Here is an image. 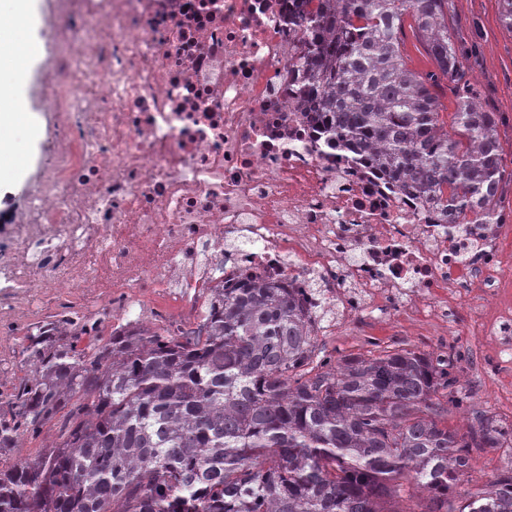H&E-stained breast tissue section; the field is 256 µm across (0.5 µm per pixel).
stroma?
<instances>
[{"instance_id":"1","label":"stroma","mask_w":512,"mask_h":512,"mask_svg":"<svg viewBox=\"0 0 512 512\" xmlns=\"http://www.w3.org/2000/svg\"><path fill=\"white\" fill-rule=\"evenodd\" d=\"M448 29L461 42L479 40L480 51L464 63L467 79L481 93L480 107L497 113L499 140L508 169L512 170V31L506 29L500 13L499 0H453L448 15ZM42 45L43 60L31 71L23 87L25 96L31 97L42 73L47 69L53 41L47 26L36 32ZM39 123L35 131L19 129L17 147L26 159L21 174L0 188V247L5 246L11 231L10 214L24 209L30 187L37 173L51 160L55 135L50 115L36 101L30 105ZM447 333L448 342L463 354L457 365L460 382L473 396H481L478 408L494 412L493 397L497 387L512 378V367L502 363L486 345L488 339L481 333V320L472 316L453 327L443 329L434 324L412 325L404 321L398 303L385 307V318H370L343 323L335 330L317 339L319 349L340 358L346 355H365L373 347H415L430 350L438 333Z\"/></svg>"}]
</instances>
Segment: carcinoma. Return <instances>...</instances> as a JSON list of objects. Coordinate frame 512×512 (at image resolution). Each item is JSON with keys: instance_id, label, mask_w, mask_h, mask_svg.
I'll return each mask as SVG.
<instances>
[{"instance_id": "carcinoma-1", "label": "carcinoma", "mask_w": 512, "mask_h": 512, "mask_svg": "<svg viewBox=\"0 0 512 512\" xmlns=\"http://www.w3.org/2000/svg\"><path fill=\"white\" fill-rule=\"evenodd\" d=\"M452 0H319L298 7L299 93L327 142L436 203L454 224H504L495 113L442 81L478 49L448 30ZM438 71L403 55L406 14ZM30 374L0 404V461L49 424L33 460L0 468V512H512V464L461 495L475 448L512 445V424L467 411L454 347L384 348L340 360L316 346L287 288H211L192 325H133L100 343L72 313L21 343Z\"/></svg>"}]
</instances>
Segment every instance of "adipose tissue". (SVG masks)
<instances>
[{
  "label": "adipose tissue",
  "instance_id": "adipose-tissue-1",
  "mask_svg": "<svg viewBox=\"0 0 512 512\" xmlns=\"http://www.w3.org/2000/svg\"><path fill=\"white\" fill-rule=\"evenodd\" d=\"M0 19L8 22L0 29V173H17L22 162L10 133L31 119L20 107L21 89L30 66L40 57L39 47L30 37L32 0H0Z\"/></svg>",
  "mask_w": 512,
  "mask_h": 512
}]
</instances>
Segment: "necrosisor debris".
I'll return each instance as SVG.
<instances>
[{"label": "necrosis or debris", "mask_w": 512, "mask_h": 512, "mask_svg": "<svg viewBox=\"0 0 512 512\" xmlns=\"http://www.w3.org/2000/svg\"><path fill=\"white\" fill-rule=\"evenodd\" d=\"M289 0H47L36 95L62 144L0 252V320L80 313L100 333L184 324L209 288L274 281L322 334L398 300L413 319L495 310L497 224H447L328 149L299 95Z\"/></svg>", "instance_id": "necrosis-or-debris-1"}]
</instances>
